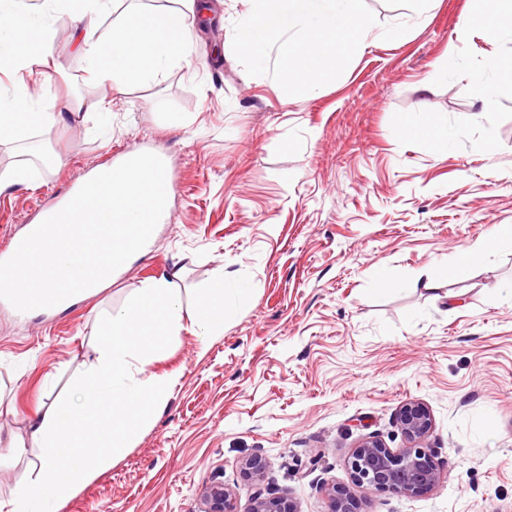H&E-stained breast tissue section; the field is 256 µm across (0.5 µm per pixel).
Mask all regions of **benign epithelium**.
Listing matches in <instances>:
<instances>
[{"instance_id":"obj_1","label":"benign epithelium","mask_w":512,"mask_h":512,"mask_svg":"<svg viewBox=\"0 0 512 512\" xmlns=\"http://www.w3.org/2000/svg\"><path fill=\"white\" fill-rule=\"evenodd\" d=\"M398 420L408 441L404 448H389L374 435L363 437L352 450L347 464L351 484L324 486L328 512H356L354 489L388 490L411 497L436 488L441 472L432 450L424 444L432 429L428 409L409 401L399 410ZM245 473L256 485L266 479V464L253 457L243 463ZM201 512H240L233 490L222 482H212L200 492ZM247 512H298L291 499L257 492Z\"/></svg>"}]
</instances>
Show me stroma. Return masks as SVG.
<instances>
[{
    "mask_svg": "<svg viewBox=\"0 0 512 512\" xmlns=\"http://www.w3.org/2000/svg\"><path fill=\"white\" fill-rule=\"evenodd\" d=\"M191 23L189 56L124 92L84 76L73 36L85 22L52 12L59 70L0 69V95L26 83L57 104L106 100L0 145V171L39 167L0 191V248L85 174L136 148L158 152L176 180L148 252L98 293L52 314L0 306V512H12L40 452L8 454L11 435L69 398L95 357L100 325L133 291L181 266L192 308L218 271L253 290L220 336L184 327L141 375L179 376L136 445L53 512H199V492L257 490L327 512L322 487L349 481L367 435L403 448L398 411L424 403L440 484L417 496L356 490L359 512H512V247L467 269L455 254L512 225V81L494 73L512 38L461 31L470 0H366L379 40L309 98L283 103L276 81L250 76L232 50L246 0H209ZM495 88L483 111L473 82ZM447 126L448 144L403 137L400 117ZM389 270L396 289L376 280ZM260 457L262 486L241 472Z\"/></svg>",
    "mask_w": 512,
    "mask_h": 512,
    "instance_id": "1",
    "label": "stroma"
}]
</instances>
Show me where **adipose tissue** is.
Here are the masks:
<instances>
[{"label": "adipose tissue", "instance_id": "adipose-tissue-1", "mask_svg": "<svg viewBox=\"0 0 512 512\" xmlns=\"http://www.w3.org/2000/svg\"><path fill=\"white\" fill-rule=\"evenodd\" d=\"M21 0H0V65L23 69L33 50L42 68H56L47 53L50 30L42 15H22ZM175 8H129L112 27L109 38L86 33L78 52L86 73L98 85L124 87L157 80L187 57V16L206 18V0H178ZM54 100L34 101L26 86L0 96V138L20 135L30 126L62 121ZM252 291L226 273H218L192 313H184L176 284L159 277L136 288L131 306L112 315L102 327L97 356L77 379L74 399L52 406L30 419L25 435L11 439L15 449L33 444L41 452L35 477L19 498L45 504L68 498L93 481L136 443L154 415L168 403L175 381L171 375L134 378L132 367L144 352L159 355L164 339L191 323L201 335L220 336L229 310H246Z\"/></svg>", "mask_w": 512, "mask_h": 512}]
</instances>
